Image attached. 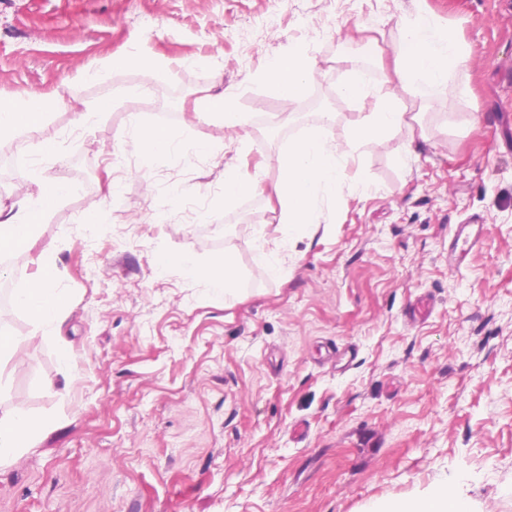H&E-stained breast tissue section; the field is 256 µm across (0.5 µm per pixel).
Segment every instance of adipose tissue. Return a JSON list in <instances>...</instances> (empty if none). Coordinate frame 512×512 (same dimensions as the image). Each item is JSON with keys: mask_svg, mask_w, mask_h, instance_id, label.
Here are the masks:
<instances>
[{"mask_svg": "<svg viewBox=\"0 0 512 512\" xmlns=\"http://www.w3.org/2000/svg\"><path fill=\"white\" fill-rule=\"evenodd\" d=\"M465 66L466 58L455 39L426 21L417 22L403 32L392 56V74L378 92H371L362 69L350 66L342 86L343 95L353 100L376 95V107L353 127L344 143H330L320 132L314 131L294 142L279 156L280 179L275 194L281 208V222L275 226V233L289 240L302 226L320 223L323 218L320 194L341 180L344 161L362 143L387 138L394 130L408 125L410 116L401 107L399 91L412 92L421 86L440 88L447 83L450 74ZM317 72L311 61L288 53L269 65L266 77L279 98L288 103L314 80ZM46 108L47 100L42 96H31L17 104L0 103V138L24 130L40 135L44 153H54L55 139L43 134ZM73 190V184L65 179L45 178L40 181L36 194L16 212L0 211V253L29 251L47 211ZM174 262L181 265L187 276L205 280L225 294H234L237 288L238 273L230 258L224 257L207 265L198 264L186 256L177 258L164 254L157 259L162 270ZM55 279V266L40 264L32 283L12 296L13 306L24 311L41 328L58 325L64 317L65 299L56 290ZM52 425L51 419L24 412L0 417V462L34 447ZM387 512L477 510L467 492L457 483L448 481L435 486L425 496L393 502Z\"/></svg>", "mask_w": 512, "mask_h": 512, "instance_id": "1", "label": "adipose tissue"}]
</instances>
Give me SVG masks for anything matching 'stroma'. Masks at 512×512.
I'll use <instances>...</instances> for the list:
<instances>
[{
  "instance_id": "35a3bbf8",
  "label": "stroma",
  "mask_w": 512,
  "mask_h": 512,
  "mask_svg": "<svg viewBox=\"0 0 512 512\" xmlns=\"http://www.w3.org/2000/svg\"><path fill=\"white\" fill-rule=\"evenodd\" d=\"M124 7L0 0V102L48 97L60 142L46 156L24 132L0 141V208L46 175L77 187L0 266L15 290L53 262L66 301L44 333L0 310L26 339L0 363V415L53 421L0 466V512H378L445 480L479 512H512V0H140L148 30ZM421 19L455 34L468 70L403 94L419 127L365 143L323 198L327 222L278 242L279 154L312 130L348 137L375 106L342 96L349 63L380 88ZM290 52L316 62L318 107L265 80ZM221 93L246 119L236 133L191 110ZM144 124L174 148L146 155ZM198 141L212 155L188 156ZM229 173L262 193L225 206ZM94 202L109 223L87 222ZM459 224L484 230L452 267ZM162 254L230 256L235 296L176 262L158 271ZM421 297L432 312L409 324Z\"/></svg>"
}]
</instances>
